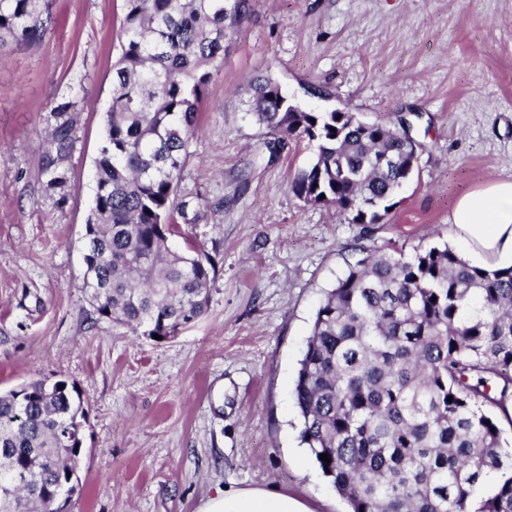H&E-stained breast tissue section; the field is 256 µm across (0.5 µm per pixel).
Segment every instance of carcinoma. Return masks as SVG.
<instances>
[{
    "instance_id": "carcinoma-1",
    "label": "carcinoma",
    "mask_w": 512,
    "mask_h": 512,
    "mask_svg": "<svg viewBox=\"0 0 512 512\" xmlns=\"http://www.w3.org/2000/svg\"><path fill=\"white\" fill-rule=\"evenodd\" d=\"M254 6L125 0L83 288L98 317L135 334L164 339L208 310L211 258L174 252L168 238L189 205L179 183L206 87ZM49 23L36 0H0V42L36 41ZM250 107L273 136L270 156L288 137L312 146L289 184L298 199L352 224L396 206L421 148L410 119L290 112L268 75L253 79ZM53 139L67 150L70 125ZM358 251L320 305L297 373L302 441L351 512H512V267L473 266L446 243L410 257ZM83 421L81 395L63 379L0 393V484L28 476L0 512H61L80 491L71 474Z\"/></svg>"
}]
</instances>
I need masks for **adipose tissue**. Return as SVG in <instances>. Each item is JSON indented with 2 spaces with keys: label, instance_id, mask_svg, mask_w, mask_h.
<instances>
[{
  "label": "adipose tissue",
  "instance_id": "1",
  "mask_svg": "<svg viewBox=\"0 0 512 512\" xmlns=\"http://www.w3.org/2000/svg\"><path fill=\"white\" fill-rule=\"evenodd\" d=\"M463 257L489 270L512 266V181L490 179L461 196L449 219ZM197 512H313L282 491L241 488L202 499Z\"/></svg>",
  "mask_w": 512,
  "mask_h": 512
}]
</instances>
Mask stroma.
<instances>
[{"label": "stroma", "instance_id": "1", "mask_svg": "<svg viewBox=\"0 0 512 512\" xmlns=\"http://www.w3.org/2000/svg\"><path fill=\"white\" fill-rule=\"evenodd\" d=\"M39 9L52 19L41 40L0 43V392L56 376L81 393L83 489L66 512H196L246 487L349 512L301 441L299 362L356 246L455 245L457 200L512 180V0H257L206 88L180 184L187 217L169 240L212 259L210 308L165 340L98 318L83 291L125 2ZM260 75L313 112L412 121L418 167L384 223L294 196L313 151L290 138L270 157L248 110Z\"/></svg>", "mask_w": 512, "mask_h": 512}]
</instances>
